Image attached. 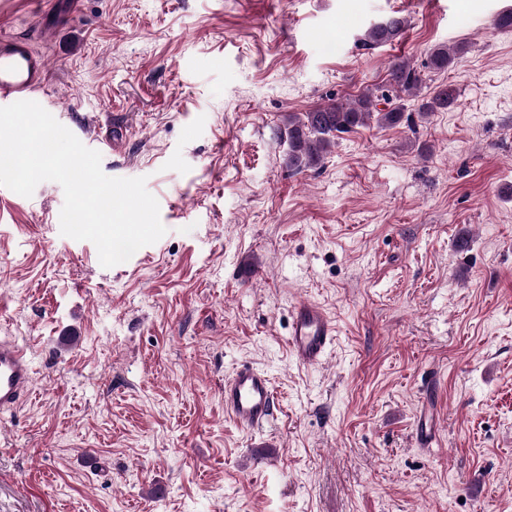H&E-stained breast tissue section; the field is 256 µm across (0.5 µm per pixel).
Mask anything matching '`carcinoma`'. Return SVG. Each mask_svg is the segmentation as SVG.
Instances as JSON below:
<instances>
[{
    "label": "carcinoma",
    "mask_w": 512,
    "mask_h": 512,
    "mask_svg": "<svg viewBox=\"0 0 512 512\" xmlns=\"http://www.w3.org/2000/svg\"><path fill=\"white\" fill-rule=\"evenodd\" d=\"M408 25L406 17L390 16L371 25L365 31L361 42L369 46L392 43L404 34ZM464 50L462 45L454 49L437 45L429 51L428 67L439 72L446 71ZM387 85L398 100L397 105L388 109L377 108L378 96L368 89L354 100L338 98L309 112L288 115V169L301 172L316 167L334 146L339 135L358 127L368 126L373 122L379 126H395L404 120H410V116L406 115V101L419 97L422 78L409 59L399 58L389 66ZM455 102V89L445 85L423 98L418 111H447Z\"/></svg>",
    "instance_id": "cac0c4a2"
}]
</instances>
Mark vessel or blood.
<instances>
[{
  "label": "vessel or blood",
  "instance_id": "1",
  "mask_svg": "<svg viewBox=\"0 0 512 512\" xmlns=\"http://www.w3.org/2000/svg\"><path fill=\"white\" fill-rule=\"evenodd\" d=\"M37 35L55 36L73 26L82 0H36ZM49 59L32 39L19 34H0V107L31 99L49 77ZM334 320L318 304L294 306L288 348L303 366L320 365L336 338ZM34 370L28 349L14 338L0 336V413L15 410L30 394ZM274 391L268 375L244 363L224 382V410L246 429L264 427L273 414ZM413 439L422 448L440 440L432 398L420 403Z\"/></svg>",
  "mask_w": 512,
  "mask_h": 512
}]
</instances>
